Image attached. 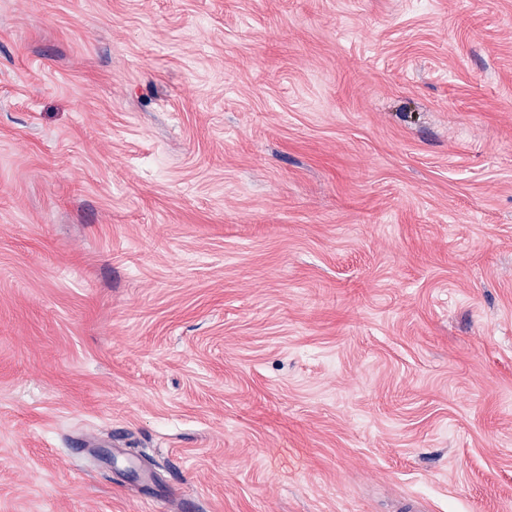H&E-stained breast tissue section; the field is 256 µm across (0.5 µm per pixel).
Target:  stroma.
Segmentation results:
<instances>
[{
    "instance_id": "obj_1",
    "label": "stroma",
    "mask_w": 512,
    "mask_h": 512,
    "mask_svg": "<svg viewBox=\"0 0 512 512\" xmlns=\"http://www.w3.org/2000/svg\"><path fill=\"white\" fill-rule=\"evenodd\" d=\"M512 512V0H0V512Z\"/></svg>"
}]
</instances>
